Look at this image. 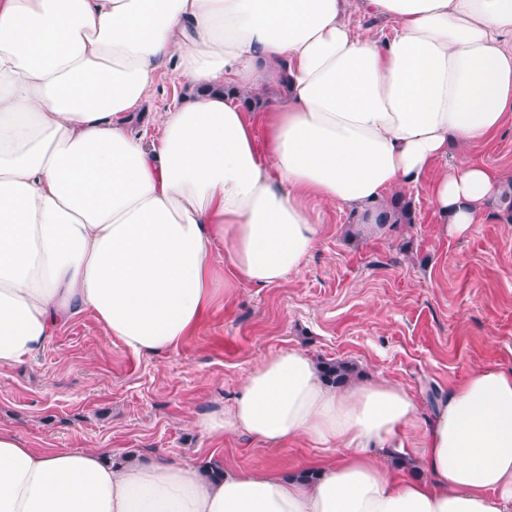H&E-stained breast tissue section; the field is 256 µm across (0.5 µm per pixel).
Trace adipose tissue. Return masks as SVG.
<instances>
[{
	"instance_id": "1",
	"label": "adipose tissue",
	"mask_w": 512,
	"mask_h": 512,
	"mask_svg": "<svg viewBox=\"0 0 512 512\" xmlns=\"http://www.w3.org/2000/svg\"><path fill=\"white\" fill-rule=\"evenodd\" d=\"M353 11L382 30H356ZM171 68L190 96L157 114L158 136L135 131ZM282 78L280 100L246 109ZM511 110L512 0H0V366L86 311L134 353L175 349L216 298V255L280 284L315 248V206L377 229L453 143L431 197L464 232L504 189L467 152ZM200 427L331 457L312 483L212 479L0 428V512H512V371L478 369L425 414L396 384L323 386L287 349Z\"/></svg>"
}]
</instances>
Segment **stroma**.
I'll list each match as a JSON object with an SVG mask.
<instances>
[{
    "instance_id": "35a3bbf8",
    "label": "stroma",
    "mask_w": 512,
    "mask_h": 512,
    "mask_svg": "<svg viewBox=\"0 0 512 512\" xmlns=\"http://www.w3.org/2000/svg\"><path fill=\"white\" fill-rule=\"evenodd\" d=\"M470 155L512 181V117ZM405 197L414 222L377 234L356 232L347 208L319 206V239L299 273L269 287L236 282L166 354H134L78 315L34 360L0 366V428L31 448H108L117 465L164 454L201 472L299 473L325 450L197 425L223 413L263 358L298 349L345 361L355 379L404 386L425 411L430 390L486 366L512 370V220L490 205L465 233L447 234L427 182Z\"/></svg>"
}]
</instances>
